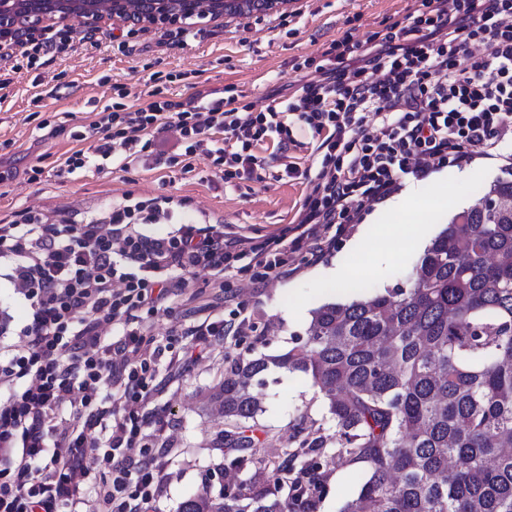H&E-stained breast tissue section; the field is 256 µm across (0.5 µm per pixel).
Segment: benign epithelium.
<instances>
[{
    "mask_svg": "<svg viewBox=\"0 0 512 512\" xmlns=\"http://www.w3.org/2000/svg\"><path fill=\"white\" fill-rule=\"evenodd\" d=\"M286 5L288 0H0V41L20 30L37 34L75 22L100 30L106 18L163 25L256 10L282 12Z\"/></svg>",
    "mask_w": 512,
    "mask_h": 512,
    "instance_id": "7a95c632",
    "label": "benign epithelium"
}]
</instances>
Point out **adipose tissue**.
<instances>
[{"label":"adipose tissue","mask_w":512,"mask_h":512,"mask_svg":"<svg viewBox=\"0 0 512 512\" xmlns=\"http://www.w3.org/2000/svg\"><path fill=\"white\" fill-rule=\"evenodd\" d=\"M458 202L448 179L436 178L432 189H413L406 197L373 213L352 248L364 254L370 263L382 254L400 258L426 240L430 220L455 210ZM394 214L399 215V223H391L390 217Z\"/></svg>","instance_id":"obj_1"}]
</instances>
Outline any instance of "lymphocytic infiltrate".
<instances>
[{"label": "lymphocytic infiltrate", "instance_id": "1", "mask_svg": "<svg viewBox=\"0 0 512 512\" xmlns=\"http://www.w3.org/2000/svg\"><path fill=\"white\" fill-rule=\"evenodd\" d=\"M68 47L58 32L19 35L0 63ZM295 68L308 75L300 94L261 110L234 93L202 104L154 88L130 104L120 90L73 132L82 147L57 164L72 174L178 160L189 173L203 155L232 186L284 160L285 176L307 191L271 239L228 238L213 224L154 235L145 227L171 222L169 198L130 192L82 217L28 208L0 223V279L30 306L20 328L0 309V340L10 341L0 360V512H84L92 495L107 512H153L174 445L155 367L209 359L240 332L224 317L230 262L246 261L258 283L287 274L296 251L330 246L333 225L355 223L405 180L512 142V0H415L385 33L331 42ZM292 117L312 132L314 171L286 159ZM169 131L166 150L159 136ZM271 135V156L255 154ZM200 271L215 290L209 315L182 329L181 343L159 342L153 315L199 299L189 281ZM65 401L75 417L58 415Z\"/></svg>", "mask_w": 512, "mask_h": 512}]
</instances>
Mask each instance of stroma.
<instances>
[{
  "mask_svg": "<svg viewBox=\"0 0 512 512\" xmlns=\"http://www.w3.org/2000/svg\"><path fill=\"white\" fill-rule=\"evenodd\" d=\"M412 4L413 0H292L284 15L252 13L216 23L188 21L190 36L184 43L176 37L160 43L151 28L132 35L128 24L119 22L93 35L99 42L93 48L87 41L88 31L73 25L67 30L72 50L16 70L8 97L0 101V142H13L0 151V213L27 206L49 215L64 208L94 211L120 202L124 192L131 190L145 197L186 199V206L174 210L173 220L179 225L207 219L219 222L228 236L260 241L275 234L292 219L306 192L302 181L280 178V166L269 168L262 179L243 181L238 189L225 187L202 157L188 174L163 165L153 170L138 167L60 175L55 161L77 143L66 133L44 137L39 124L64 112L84 118L112 103L118 86L129 89L130 102L141 103L156 72L170 75L167 94L175 100L199 93L217 98L229 86L242 94L244 102L259 106L270 98L285 99L302 85L301 74L293 67L300 57L320 55L331 41H362L402 23ZM38 163L45 169L43 176L28 180L26 169ZM503 168V163L477 155L462 166L445 167L444 172L463 175L456 191L467 206L483 185L502 177ZM473 169L477 177L467 178V171ZM369 215V210H362L356 223L337 226L333 245L320 258L297 252L293 274L256 284L238 263L225 269V288L247 318L241 332L225 337L221 355L179 372L163 364L156 372L157 403L176 410L177 446L169 456L170 476L156 496L155 512H176L203 483L218 487L224 458L214 444L221 418L208 405L211 389L223 379L233 358L288 350L305 338L313 310L329 302H348L344 293L325 291L319 276L335 267L361 265L351 243ZM420 255L414 249L400 261H380L361 276L358 297L407 287ZM261 393L263 411L249 430L257 448L271 464L291 457V478L301 479L310 469H318L324 487L314 512H340L357 495L366 469L336 456L335 425L317 389L303 374L273 371L266 375ZM301 431L322 441V448L300 447L297 434Z\"/></svg>",
  "mask_w": 512,
  "mask_h": 512,
  "instance_id": "obj_1",
  "label": "stroma"
}]
</instances>
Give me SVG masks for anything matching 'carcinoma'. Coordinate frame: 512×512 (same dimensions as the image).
<instances>
[{
	"instance_id": "cac0c4a2",
	"label": "carcinoma",
	"mask_w": 512,
	"mask_h": 512,
	"mask_svg": "<svg viewBox=\"0 0 512 512\" xmlns=\"http://www.w3.org/2000/svg\"><path fill=\"white\" fill-rule=\"evenodd\" d=\"M501 201L495 210L483 201ZM305 375L335 421L336 448L367 477L342 512H512V172L456 211L409 287L313 311L286 352L238 358L210 394L221 452L267 466L244 434L270 368ZM183 500L177 512H311L322 476L281 498V473Z\"/></svg>"
}]
</instances>
